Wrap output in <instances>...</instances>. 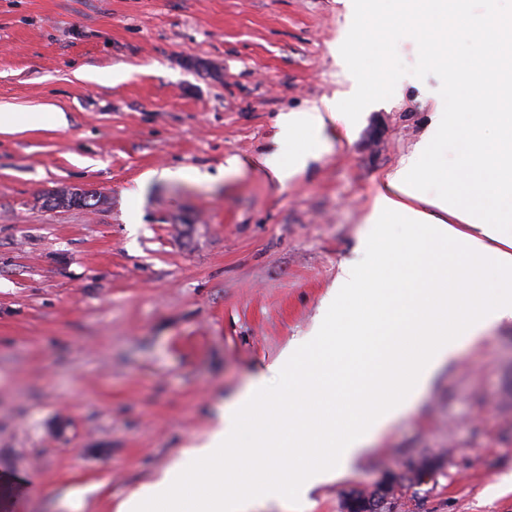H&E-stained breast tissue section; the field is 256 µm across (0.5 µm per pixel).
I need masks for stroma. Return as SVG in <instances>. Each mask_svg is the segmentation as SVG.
Segmentation results:
<instances>
[{
	"label": "stroma",
	"instance_id": "1",
	"mask_svg": "<svg viewBox=\"0 0 512 512\" xmlns=\"http://www.w3.org/2000/svg\"><path fill=\"white\" fill-rule=\"evenodd\" d=\"M341 0H0V105L51 103L62 130L0 135V512H117L212 429L218 404L310 335L342 262L362 260L376 182L428 127L443 77L406 37L400 99L288 189L254 163L282 112L348 91ZM123 66L100 85L75 70ZM238 173L224 175L227 158ZM161 167L208 183L155 182ZM61 188L96 208H51ZM434 463L417 483L412 464ZM396 479L386 512H512V324L462 340L353 471L308 495ZM211 178L207 173H202L196 169L189 168H161L147 171L138 181L141 186L147 182H170L183 181L192 183H204Z\"/></svg>",
	"mask_w": 512,
	"mask_h": 512
}]
</instances>
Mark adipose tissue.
<instances>
[{"label": "adipose tissue", "instance_id": "adipose-tissue-1", "mask_svg": "<svg viewBox=\"0 0 512 512\" xmlns=\"http://www.w3.org/2000/svg\"><path fill=\"white\" fill-rule=\"evenodd\" d=\"M342 0L352 39L342 60L351 87L281 113L276 152L263 167L279 188L334 150L362 112L392 97L376 76L384 46L413 39L448 79L431 123L409 155L376 183L361 263H346L313 335L221 409L208 439L118 512H257L298 504L349 473L370 443L420 400L461 339L512 322V10L500 0ZM53 105L0 106V134L67 128ZM443 183L424 198L420 187ZM288 459V469L271 464Z\"/></svg>", "mask_w": 512, "mask_h": 512}]
</instances>
